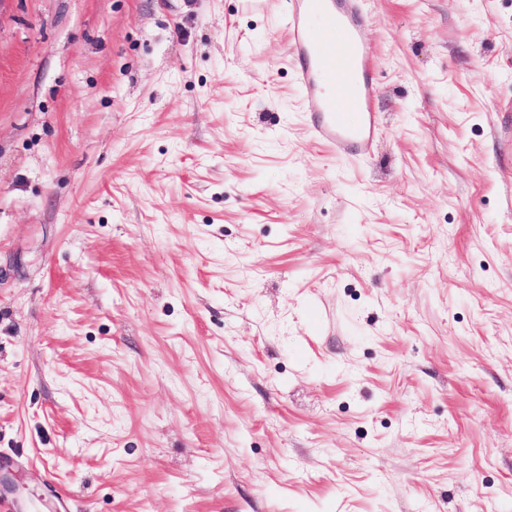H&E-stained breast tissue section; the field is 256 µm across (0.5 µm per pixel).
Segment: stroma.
Returning a JSON list of instances; mask_svg holds the SVG:
<instances>
[{
	"label": "stroma",
	"mask_w": 512,
	"mask_h": 512,
	"mask_svg": "<svg viewBox=\"0 0 512 512\" xmlns=\"http://www.w3.org/2000/svg\"><path fill=\"white\" fill-rule=\"evenodd\" d=\"M0 0V512H512V0ZM289 53L302 96L315 102L311 133L341 157L369 152L376 130L378 56L364 37L361 0H294ZM333 37L322 40L326 30Z\"/></svg>",
	"instance_id": "1"
}]
</instances>
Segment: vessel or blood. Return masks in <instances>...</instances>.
Masks as SVG:
<instances>
[{
    "mask_svg": "<svg viewBox=\"0 0 512 512\" xmlns=\"http://www.w3.org/2000/svg\"><path fill=\"white\" fill-rule=\"evenodd\" d=\"M361 0H294L289 53L304 99L314 101L311 133L341 157L368 153L376 130L378 56L364 32Z\"/></svg>",
    "mask_w": 512,
    "mask_h": 512,
    "instance_id": "1",
    "label": "vessel or blood"
}]
</instances>
